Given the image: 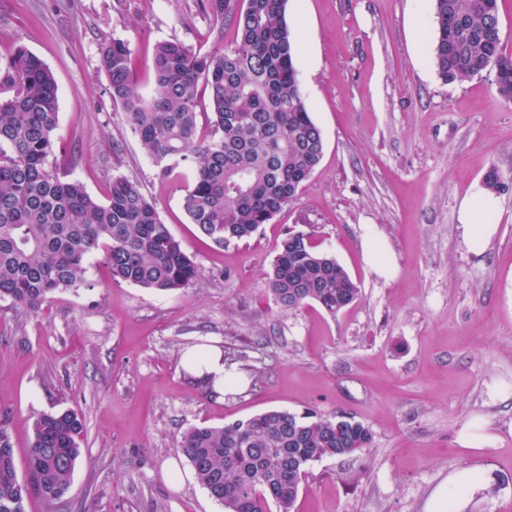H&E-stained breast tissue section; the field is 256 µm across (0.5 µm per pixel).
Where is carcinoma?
I'll use <instances>...</instances> for the list:
<instances>
[{
    "mask_svg": "<svg viewBox=\"0 0 512 512\" xmlns=\"http://www.w3.org/2000/svg\"><path fill=\"white\" fill-rule=\"evenodd\" d=\"M288 0H204V12L228 23L236 47L203 52L179 40L159 43L154 88L145 97L122 39L99 47L108 93L142 149L167 173L192 167L182 197L190 223L215 245L255 234L296 196L319 164L324 141L301 92ZM500 0H434L432 62L442 81L497 73L499 96L512 101V55L501 35ZM209 91L211 134L200 136L199 86ZM58 89L50 68L19 45L0 58V299L35 312L56 292L86 284V262L100 252L120 283L169 292L202 270L140 188L112 179L101 201L61 175ZM264 292L285 310L318 304L336 316L360 289L310 238H283ZM299 417L271 409L221 427H194L178 450L224 512H294L309 467L325 457H356L373 436L349 417ZM23 475L0 425V512H25L35 495L51 503L71 488L84 423L72 410L37 413Z\"/></svg>",
    "mask_w": 512,
    "mask_h": 512,
    "instance_id": "1",
    "label": "carcinoma"
}]
</instances>
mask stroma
Segmentation results:
<instances>
[{
  "label": "stroma",
  "mask_w": 512,
  "mask_h": 512,
  "mask_svg": "<svg viewBox=\"0 0 512 512\" xmlns=\"http://www.w3.org/2000/svg\"><path fill=\"white\" fill-rule=\"evenodd\" d=\"M433 0H288L301 89L324 139L297 197L252 238L216 246L181 205L186 166L160 175L108 94L106 38L127 41L144 95L155 46L230 48L201 0H0V57L22 45L58 83L55 162L98 199L137 183L202 269L169 293L113 282L102 255L86 284L37 312L0 299V423L24 466L31 416L72 409L85 425L70 491L26 512H224L191 479L174 486L178 443L270 409L343 413L370 453L311 465L296 512H427L466 466L487 479L461 512H512V102L492 75L445 84L431 58ZM496 167L498 231L482 254L459 229L463 198ZM310 234L361 296L329 315L281 309L263 291L281 240ZM381 239L395 274L366 263ZM231 358L239 384L216 396L182 365L196 347ZM478 439L475 447L466 446Z\"/></svg>",
  "instance_id": "35a3bbf8"
}]
</instances>
